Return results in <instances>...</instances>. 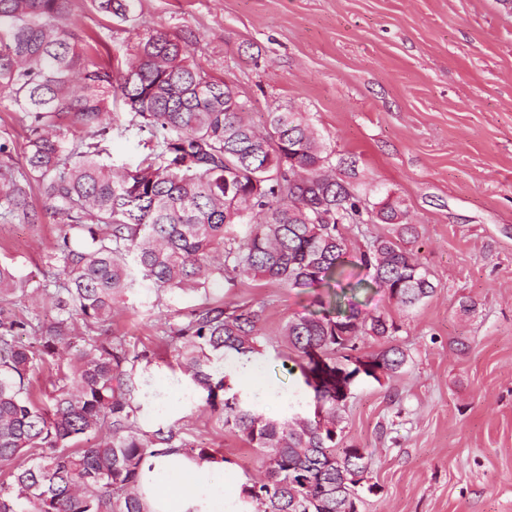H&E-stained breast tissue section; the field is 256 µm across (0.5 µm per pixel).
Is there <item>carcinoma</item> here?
Listing matches in <instances>:
<instances>
[{"label":"carcinoma","mask_w":512,"mask_h":512,"mask_svg":"<svg viewBox=\"0 0 512 512\" xmlns=\"http://www.w3.org/2000/svg\"><path fill=\"white\" fill-rule=\"evenodd\" d=\"M68 2L0 0V99L29 121L23 179L10 144L0 142V216L35 220V185L63 221L47 255L57 318H3L0 307V512H147L136 489L146 455L187 449L214 457L172 428L140 427L141 355L122 338L96 335L143 283L160 297L204 288L212 276L333 289L332 310L292 317L279 330L280 345L301 360L311 414L270 415L212 370L215 354L249 362L260 352L264 307H201L163 333L182 342L179 365L224 429L266 451L265 477L243 485L256 512H356L372 456L337 447L347 405L339 394L380 376L359 372L349 352L369 336L388 342L363 355L381 376L406 363L389 343L399 327L362 311L356 291L372 286L407 308L434 292L408 248L417 231L402 201L370 204L336 177L332 153L301 113L276 109L256 126L233 86L191 64L187 45L163 31L138 39L126 70L96 65L89 40L60 23ZM93 2L123 21L132 15L134 0ZM114 97L130 116L124 130L150 132L149 153L133 169L103 161L120 121ZM75 124L85 134L71 139ZM376 219L392 234L351 250L344 226ZM238 225L248 226L245 235ZM348 266L371 271L372 283L343 281ZM30 287L0 264V303ZM22 335L34 344L18 343ZM77 338L84 346L75 363L51 379L53 405H38L32 373Z\"/></svg>","instance_id":"1"}]
</instances>
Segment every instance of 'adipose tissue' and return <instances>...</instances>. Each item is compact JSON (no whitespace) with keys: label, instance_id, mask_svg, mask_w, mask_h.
Returning <instances> with one entry per match:
<instances>
[{"label":"adipose tissue","instance_id":"obj_1","mask_svg":"<svg viewBox=\"0 0 512 512\" xmlns=\"http://www.w3.org/2000/svg\"><path fill=\"white\" fill-rule=\"evenodd\" d=\"M224 462L173 451L146 456L137 489L148 512H255Z\"/></svg>","mask_w":512,"mask_h":512}]
</instances>
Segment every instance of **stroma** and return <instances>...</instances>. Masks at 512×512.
Instances as JSON below:
<instances>
[{"instance_id": "stroma-1", "label": "stroma", "mask_w": 512, "mask_h": 512, "mask_svg": "<svg viewBox=\"0 0 512 512\" xmlns=\"http://www.w3.org/2000/svg\"><path fill=\"white\" fill-rule=\"evenodd\" d=\"M66 23L92 36L98 64L128 58L160 29L190 60L233 85L255 125L269 109L302 113L338 177L370 202L403 199L418 227L412 248L435 286L411 310L361 289L364 311L399 327L408 355L393 377L360 380L343 413V444L372 454L358 512H512V13L499 0H135L129 21L69 0ZM37 223L0 222V262L42 281L62 225L39 192ZM314 290L212 280L199 291L129 293L108 326L148 352L143 392L188 383L178 341L159 326L202 306L265 308L256 361L262 383L290 401L312 399L275 334L313 308ZM195 391L170 417L144 415L226 458L241 478L263 477L260 453L224 430Z\"/></svg>"}]
</instances>
